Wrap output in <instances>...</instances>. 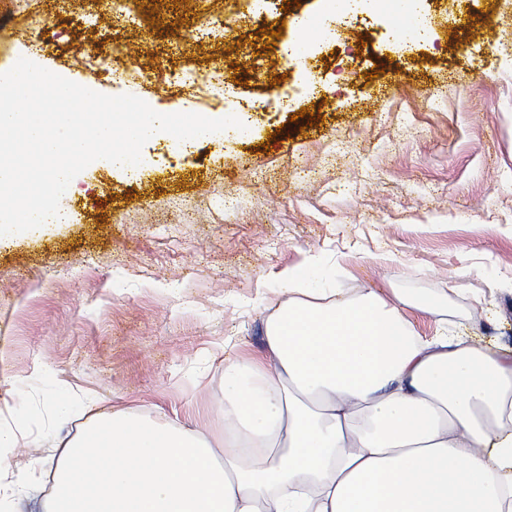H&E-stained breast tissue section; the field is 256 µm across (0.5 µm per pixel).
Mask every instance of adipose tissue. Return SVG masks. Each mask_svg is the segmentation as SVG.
Listing matches in <instances>:
<instances>
[{"label":"adipose tissue","mask_w":512,"mask_h":512,"mask_svg":"<svg viewBox=\"0 0 512 512\" xmlns=\"http://www.w3.org/2000/svg\"><path fill=\"white\" fill-rule=\"evenodd\" d=\"M314 266L282 279L263 359L224 366L220 434L125 411L26 448L43 512H512V358L420 336L397 300H339Z\"/></svg>","instance_id":"ef3b65f1"}]
</instances>
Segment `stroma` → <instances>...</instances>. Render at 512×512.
Returning a JSON list of instances; mask_svg holds the SVG:
<instances>
[{
  "instance_id": "1",
  "label": "stroma",
  "mask_w": 512,
  "mask_h": 512,
  "mask_svg": "<svg viewBox=\"0 0 512 512\" xmlns=\"http://www.w3.org/2000/svg\"><path fill=\"white\" fill-rule=\"evenodd\" d=\"M0 0V68L33 40L38 65L158 112L232 114L266 99L245 134L188 147L147 142L128 177L87 166L62 195L66 223L0 242V418L20 413L46 442L67 440L103 410L224 425V363L258 357L288 270L323 267L351 298L430 299L408 310L420 335L449 333L512 356V24L505 0H426L427 40L395 36L375 11L337 14L335 39L280 25L285 0ZM47 24L32 31L27 17ZM211 21L199 41L191 31ZM280 35H272L274 26ZM303 41V59L283 46ZM138 54L143 80L95 78L76 54ZM213 72L221 99L194 106L173 75ZM281 78L287 102L270 101ZM81 409L56 422L54 395Z\"/></svg>"
}]
</instances>
